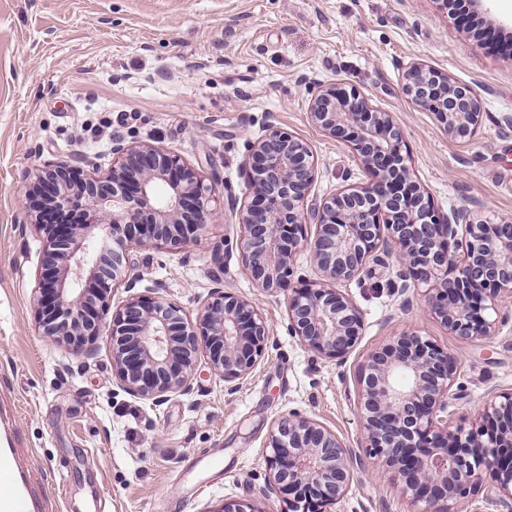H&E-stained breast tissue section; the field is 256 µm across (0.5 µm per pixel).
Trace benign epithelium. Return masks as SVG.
I'll list each match as a JSON object with an SVG mask.
<instances>
[{
    "instance_id": "benign-epithelium-1",
    "label": "benign epithelium",
    "mask_w": 512,
    "mask_h": 512,
    "mask_svg": "<svg viewBox=\"0 0 512 512\" xmlns=\"http://www.w3.org/2000/svg\"><path fill=\"white\" fill-rule=\"evenodd\" d=\"M404 92L454 139L472 138L481 125L471 88L436 68L412 64ZM309 119L351 144L366 180L309 210L316 172L308 146L273 126L249 146L239 258L260 293L287 299L290 335L344 362L364 329L344 286L391 257L392 286L403 303L424 298L428 314L450 334L486 340L511 322L512 216L436 213L402 154L401 128L353 89L321 88L310 100ZM34 179L24 213L42 243L36 292L43 335L88 357L107 330L117 382L140 400L191 394L202 347L224 389L236 392L269 341L255 302L216 288L193 319L159 298L131 295L109 306L112 289L137 282L131 250L177 249L213 218L199 172L150 143L115 140L112 168L102 176L83 177L62 160L35 169ZM89 212L112 228V239H102L91 260L82 246L81 217ZM301 251L316 279L299 288L294 269ZM463 399L457 360L404 331L370 352L360 375L362 454L320 422L291 412L269 429L268 476L259 493L287 495V512H334L355 474L379 464L412 512H457L458 503L480 493L484 468L497 493L491 504L512 512V389L495 393L474 415L462 411Z\"/></svg>"
}]
</instances>
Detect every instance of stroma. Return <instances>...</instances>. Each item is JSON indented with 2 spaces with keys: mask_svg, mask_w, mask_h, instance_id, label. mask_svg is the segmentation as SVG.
<instances>
[{
  "mask_svg": "<svg viewBox=\"0 0 512 512\" xmlns=\"http://www.w3.org/2000/svg\"><path fill=\"white\" fill-rule=\"evenodd\" d=\"M448 0H0V448H15L40 512H220L225 501L284 512L259 494L272 421L296 411L359 448L358 377L367 355L418 330L458 362L476 412L512 388V323L465 342L404 305L391 267L347 291L364 317L345 363L310 352L288 331L284 298L259 294L236 241L249 145L269 126L305 142L316 166L307 205L360 184L350 144L309 120L321 86L356 88L403 127L402 153L444 214L512 216V54L484 45ZM415 62L470 86L482 123L467 141L412 104ZM177 154L211 189L213 223L175 251L134 249L133 290L196 317L212 289L254 300L270 327L265 355L227 394L199 357L188 395L152 404L125 393L100 337L89 357L42 335L35 301L40 238L25 224L28 174L65 160L87 173L112 166V141ZM388 474H357L335 512H410Z\"/></svg>",
  "mask_w": 512,
  "mask_h": 512,
  "instance_id": "1",
  "label": "stroma"
}]
</instances>
